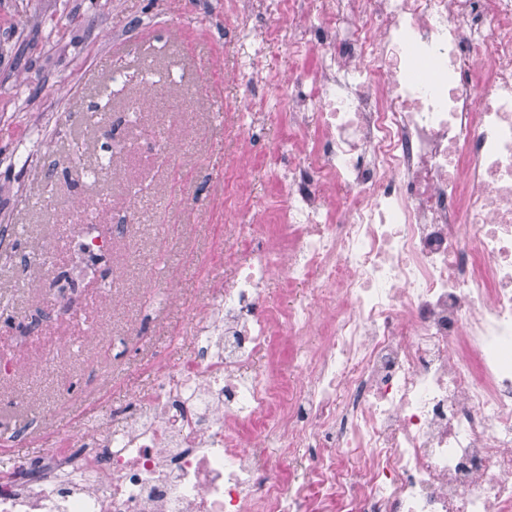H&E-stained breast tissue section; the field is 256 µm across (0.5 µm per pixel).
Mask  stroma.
<instances>
[{
	"label": "stroma",
	"instance_id": "obj_1",
	"mask_svg": "<svg viewBox=\"0 0 512 512\" xmlns=\"http://www.w3.org/2000/svg\"><path fill=\"white\" fill-rule=\"evenodd\" d=\"M246 52L233 28L207 16L204 0H0V224L12 225L20 253L46 245L53 265L44 292L22 262L0 265V365L14 367L0 380V425L59 424V405L114 368L112 405L125 406L150 388L151 357L192 352L182 303L201 297L205 279L231 273L213 254L224 216L211 209L224 194V157L239 151L224 132L227 104L247 107L243 120L258 132L252 155L281 143L271 119L279 100L250 107L245 81L231 75ZM203 73L211 92L198 87ZM159 86L168 98L153 96ZM132 97L143 102L140 114L126 110ZM163 136L183 161L179 191L154 164L150 146ZM118 139L126 150L106 182H93L103 145ZM47 153L60 158L57 172L44 167ZM185 207L187 231L172 229L155 252L160 217ZM125 209L136 236L75 264L82 226L111 238L112 217ZM154 281L169 282L173 300L105 309L107 294L131 296ZM33 384L43 401L29 408Z\"/></svg>",
	"mask_w": 512,
	"mask_h": 512
}]
</instances>
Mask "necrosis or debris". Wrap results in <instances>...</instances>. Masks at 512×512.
<instances>
[{"label":"necrosis or debris","mask_w":512,"mask_h":512,"mask_svg":"<svg viewBox=\"0 0 512 512\" xmlns=\"http://www.w3.org/2000/svg\"><path fill=\"white\" fill-rule=\"evenodd\" d=\"M224 19L288 114L280 222L225 225L235 273L188 305L193 355L96 427L40 430L0 512H512V0H224ZM275 274L301 290L284 308ZM280 328L320 341L276 379Z\"/></svg>","instance_id":"1"}]
</instances>
